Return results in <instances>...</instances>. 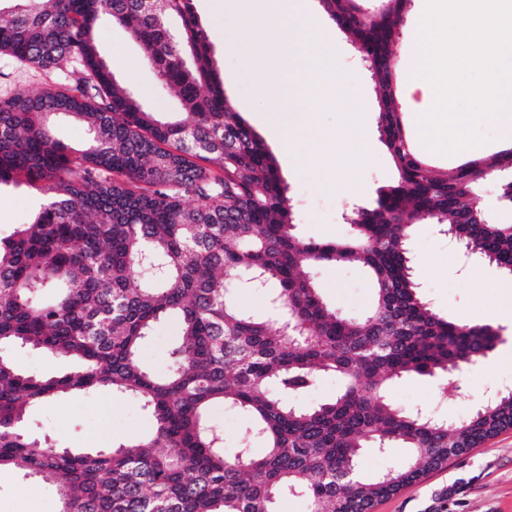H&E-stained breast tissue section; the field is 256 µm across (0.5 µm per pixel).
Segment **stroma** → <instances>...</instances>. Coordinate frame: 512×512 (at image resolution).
Masks as SVG:
<instances>
[{"label": "stroma", "instance_id": "stroma-1", "mask_svg": "<svg viewBox=\"0 0 512 512\" xmlns=\"http://www.w3.org/2000/svg\"><path fill=\"white\" fill-rule=\"evenodd\" d=\"M195 7L209 32L226 95L277 160L288 186L297 235L307 241L344 237L349 231L344 217L353 203L330 190L317 169L294 162L281 151L263 119L267 105L254 98V86L263 80L264 73L260 65L244 62L246 49L237 40L238 15L226 9L222 0H195ZM306 8L323 28L344 81L365 114V153L353 155L352 163L365 184V200H373L380 187L397 178L377 131L374 82L356 46L336 29L319 0H306ZM99 28L102 53L115 77L150 110L163 116L177 112V96L172 89L161 86L154 69L145 61L141 45L110 17H103ZM303 76L304 54L296 45L288 51L280 82L287 87L291 100L298 150L314 153L327 133L335 136L338 147H345L349 133L344 126L343 101L323 103L317 123L306 122L303 114L311 104L298 93ZM61 81L59 73H48L0 55V98L41 91ZM41 197V192L23 179L0 187V236L10 235L18 224L26 222ZM411 259L419 291L437 313L472 325L488 324L499 332L490 356L461 372L457 388L441 392L439 379L428 376L403 378L388 388V395L397 406L461 420L479 407L492 390H512V313L501 311L494 289L502 276L478 258L466 257L455 240L439 233L436 225L427 221L411 228ZM311 275L323 299L340 315L360 318L370 310L374 291L364 268L327 264L313 269ZM179 342L175 321L159 323L141 347L142 365L155 374L168 373L173 366L172 352ZM154 429L155 420L149 410L132 397L107 389L71 393L38 404L29 410L25 422L26 432L40 443L75 450L95 448L103 441L116 446L145 439ZM32 485L39 490L45 512H57L58 498L52 484L33 483L13 469H0V512H31L32 503L25 492ZM443 491L448 494L446 512H512V431L451 459L447 468L381 502L376 512H428Z\"/></svg>", "mask_w": 512, "mask_h": 512}]
</instances>
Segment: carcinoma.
<instances>
[{"mask_svg": "<svg viewBox=\"0 0 512 512\" xmlns=\"http://www.w3.org/2000/svg\"><path fill=\"white\" fill-rule=\"evenodd\" d=\"M0 7V54L65 82L0 98V185L19 178L45 195L34 219L0 237V351L40 348L76 369L42 377L0 354V469L57 489L61 512H276L282 496L310 512H374L385 499L448 465V458L512 430V391L460 421L395 406L388 382L453 381L495 349L490 325L448 320L419 295L406 220H431L474 256L512 278V224L496 223L475 193L498 177V208L512 211V149L448 174L409 142L397 96L393 47L412 0L369 15L357 0H319L359 48L378 86L376 124L398 172L377 198L353 208L340 240L294 233L288 186L276 159L224 93L194 0H12ZM124 27L181 116L162 118L116 80L98 23ZM86 126L83 148L53 122ZM370 273L374 301L361 319L340 316L309 275L329 263ZM153 264L138 279L133 269ZM255 276L277 287L293 330L239 308L228 287ZM41 288L44 295H33ZM175 319L174 369L147 371L140 349L154 324ZM341 388L300 408L290 396L323 375ZM99 388L135 396L155 418L147 440L73 451L20 430L32 406ZM214 405L246 421L226 455ZM409 449V462L364 476L365 448Z\"/></svg>", "mask_w": 512, "mask_h": 512, "instance_id": "obj_1", "label": "carcinoma"}]
</instances>
